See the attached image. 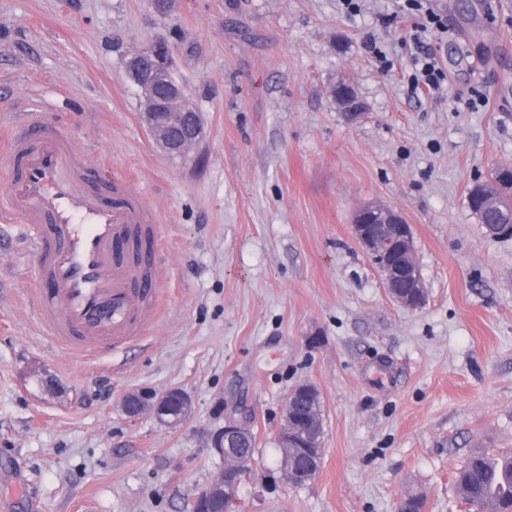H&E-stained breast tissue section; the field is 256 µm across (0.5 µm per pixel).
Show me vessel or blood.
Listing matches in <instances>:
<instances>
[{
	"mask_svg": "<svg viewBox=\"0 0 512 512\" xmlns=\"http://www.w3.org/2000/svg\"><path fill=\"white\" fill-rule=\"evenodd\" d=\"M0 172L8 182L0 219L34 248V302L53 340L100 353L140 336L161 286L160 238L142 186L102 182L40 110L10 129Z\"/></svg>",
	"mask_w": 512,
	"mask_h": 512,
	"instance_id": "vessel-or-blood-1",
	"label": "vessel or blood"
}]
</instances>
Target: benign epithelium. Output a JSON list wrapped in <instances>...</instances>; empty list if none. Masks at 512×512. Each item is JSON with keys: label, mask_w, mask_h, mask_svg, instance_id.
<instances>
[{"label": "benign epithelium", "mask_w": 512, "mask_h": 512, "mask_svg": "<svg viewBox=\"0 0 512 512\" xmlns=\"http://www.w3.org/2000/svg\"><path fill=\"white\" fill-rule=\"evenodd\" d=\"M123 69L148 103L143 120L154 141L169 157H185L203 139L205 127L201 113L195 109L186 90L170 79L172 57L168 44L158 41L146 46L125 60ZM352 233L381 273L389 296L403 307H421L425 302L426 289L411 227L404 216L389 207L367 205L356 213ZM299 396L315 401L319 393L308 384L298 385L288 393L280 435L282 444L286 448L314 447L319 454L323 452L318 447L321 443L320 417H315L312 432L305 436L299 435L292 426L293 403ZM172 405L185 415L189 411L190 401L179 389H172L149 403L140 400L137 394L124 400L128 414L134 416L150 407L165 423L176 422L169 414ZM247 434L249 425L246 421L229 420L212 436L213 448L224 461V469L215 481L198 494V498L213 505L212 512H232L233 493L243 475L244 460L243 455L233 451L230 444Z\"/></svg>", "instance_id": "7a95c632"}]
</instances>
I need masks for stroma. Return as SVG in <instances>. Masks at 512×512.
<instances>
[{"label":"stroma","mask_w":512,"mask_h":512,"mask_svg":"<svg viewBox=\"0 0 512 512\" xmlns=\"http://www.w3.org/2000/svg\"><path fill=\"white\" fill-rule=\"evenodd\" d=\"M448 80L409 87L391 0H0V128L43 108L103 178L139 182L159 220L156 315L118 354L57 346L31 304L33 250L0 248V512H192L223 467L211 436L256 438L235 512H467L453 474L512 453V238L471 187L512 165V0H445ZM163 39L205 134L172 159L123 61ZM353 87L347 122L332 89ZM379 204L412 229L427 289L403 308L352 236ZM386 380L377 384V367ZM321 396L322 466L274 463L296 384ZM186 392L174 425L127 395ZM499 170L512 173L511 166L499 167ZM499 170H494L491 174L490 180L486 183L475 185L470 195L471 209L478 216L481 223L484 224L489 234L491 233L487 229L490 227L488 224H492L494 221H497L498 217L497 213L494 211L495 208L488 207L487 202L493 199V196L499 194L498 187L500 188L501 185ZM478 190L482 193L483 201L479 200L475 195Z\"/></svg>","instance_id":"35a3bbf8"}]
</instances>
